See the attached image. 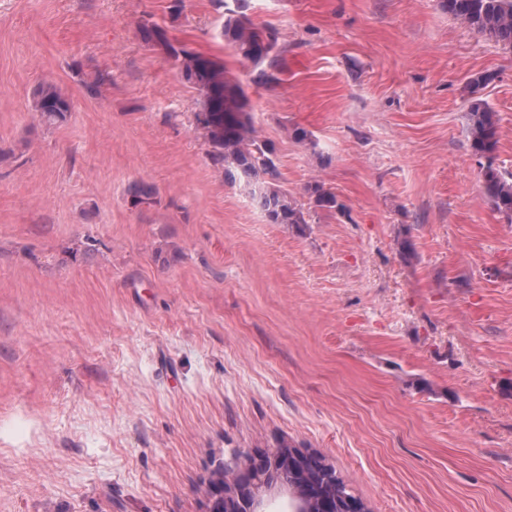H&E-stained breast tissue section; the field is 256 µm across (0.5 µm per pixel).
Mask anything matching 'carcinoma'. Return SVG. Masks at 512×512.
<instances>
[{
  "mask_svg": "<svg viewBox=\"0 0 512 512\" xmlns=\"http://www.w3.org/2000/svg\"><path fill=\"white\" fill-rule=\"evenodd\" d=\"M234 8L224 7L226 18L221 35L243 60L258 66L269 62L254 82L271 85L279 81L273 53L277 33L255 26L246 14L248 0H233ZM440 8L481 36H489L512 49V0H439ZM143 38L164 47L183 80L198 92L195 113L197 127L203 130L210 146V159L224 168V177L243 181L249 194L269 224H304L306 219L295 198L280 185V172L273 160L274 146L256 135L250 104L240 81L224 62L212 55L172 44L158 24L144 21ZM73 102L52 81L37 88L31 111L46 125L68 120ZM471 152L487 159L482 174V190L497 212L512 218V173L504 174L493 166L492 156L499 143V118L483 100L471 102L468 112ZM314 203L322 208L338 207L336 196L320 182L306 186ZM300 468L307 472L310 492H336V500L351 496L348 483L320 455L308 454Z\"/></svg>",
  "mask_w": 512,
  "mask_h": 512,
  "instance_id": "obj_1",
  "label": "carcinoma"
}]
</instances>
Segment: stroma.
<instances>
[{"label": "stroma", "instance_id": "35a3bbf8", "mask_svg": "<svg viewBox=\"0 0 512 512\" xmlns=\"http://www.w3.org/2000/svg\"><path fill=\"white\" fill-rule=\"evenodd\" d=\"M247 14L277 84L213 0H0V512H208L217 471L282 440L369 512H512V219L466 116L497 112L512 172V49L438 0ZM147 19L242 82L304 223L213 165ZM47 79L64 124L32 118ZM234 9L228 7L224 1L226 18L221 35L243 60L258 66L269 60V69H262L254 79L255 83L271 85L279 81L277 67L273 53L276 49L277 33L269 28L255 26L246 14L248 0H233Z\"/></svg>", "mask_w": 512, "mask_h": 512}]
</instances>
